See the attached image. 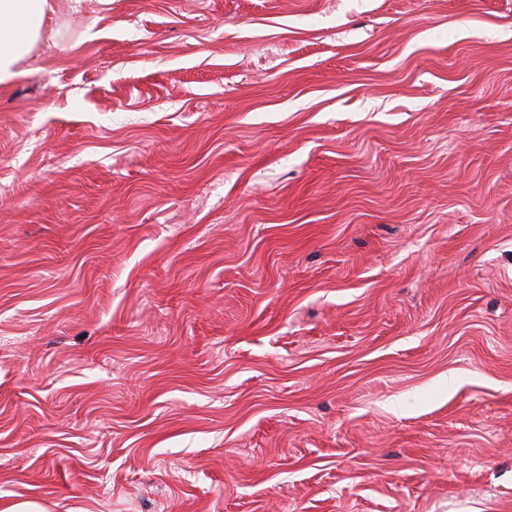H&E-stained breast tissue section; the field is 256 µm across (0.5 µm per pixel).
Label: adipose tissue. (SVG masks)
<instances>
[{"instance_id": "obj_1", "label": "adipose tissue", "mask_w": 512, "mask_h": 512, "mask_svg": "<svg viewBox=\"0 0 512 512\" xmlns=\"http://www.w3.org/2000/svg\"><path fill=\"white\" fill-rule=\"evenodd\" d=\"M50 0H0V84L17 77L18 62L42 39Z\"/></svg>"}]
</instances>
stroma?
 <instances>
[{
	"mask_svg": "<svg viewBox=\"0 0 512 512\" xmlns=\"http://www.w3.org/2000/svg\"><path fill=\"white\" fill-rule=\"evenodd\" d=\"M51 3L0 512H512V0Z\"/></svg>",
	"mask_w": 512,
	"mask_h": 512,
	"instance_id": "obj_1",
	"label": "stroma"
}]
</instances>
